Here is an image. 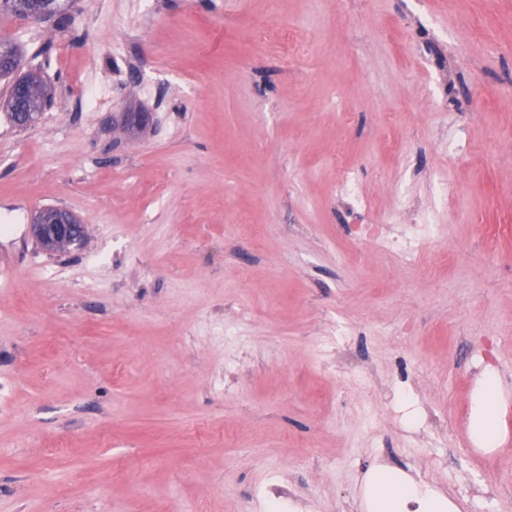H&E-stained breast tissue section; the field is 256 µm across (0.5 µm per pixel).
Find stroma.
<instances>
[{"instance_id":"stroma-1","label":"stroma","mask_w":512,"mask_h":512,"mask_svg":"<svg viewBox=\"0 0 512 512\" xmlns=\"http://www.w3.org/2000/svg\"><path fill=\"white\" fill-rule=\"evenodd\" d=\"M70 15L0 14L52 94L0 107V512H367L375 466L512 512V443L466 445L487 376L512 411V0ZM16 83L22 84L23 90L16 98L11 97L9 93L6 104L14 124L24 128L43 110L47 102V93L42 81L34 75L18 78L12 85ZM16 99H19V102H16ZM80 221L64 208L49 207L35 217L32 234L43 251L50 254L60 247H78L86 237ZM83 230V231H82Z\"/></svg>"}]
</instances>
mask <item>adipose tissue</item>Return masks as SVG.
Here are the masks:
<instances>
[{
	"label": "adipose tissue",
	"mask_w": 512,
	"mask_h": 512,
	"mask_svg": "<svg viewBox=\"0 0 512 512\" xmlns=\"http://www.w3.org/2000/svg\"><path fill=\"white\" fill-rule=\"evenodd\" d=\"M369 486L372 512H457L449 500L391 472H371Z\"/></svg>",
	"instance_id": "adipose-tissue-1"
}]
</instances>
